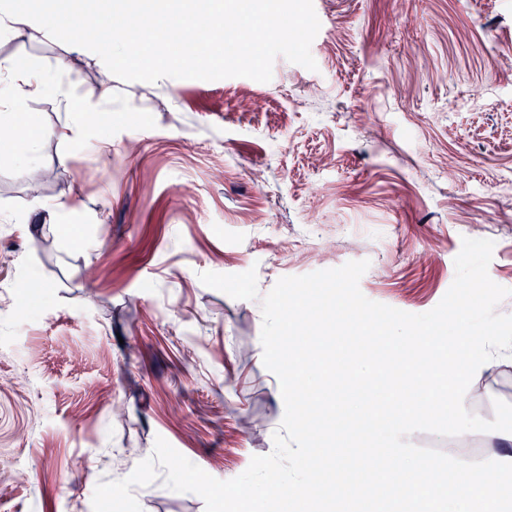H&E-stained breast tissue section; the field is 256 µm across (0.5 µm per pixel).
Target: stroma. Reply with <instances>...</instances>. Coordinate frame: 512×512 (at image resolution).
<instances>
[{"mask_svg":"<svg viewBox=\"0 0 512 512\" xmlns=\"http://www.w3.org/2000/svg\"><path fill=\"white\" fill-rule=\"evenodd\" d=\"M313 4L316 70L280 56L266 83L129 82L51 37L0 39L68 93L20 118L47 131L31 169L57 226L20 222L27 178L0 158V512H92L159 437L222 481L273 451L260 303L200 273L256 269L264 295L366 259L368 299L422 314L468 237L494 241L489 276L512 289V0ZM467 397L493 419L512 364ZM133 494L205 512L160 478Z\"/></svg>","mask_w":512,"mask_h":512,"instance_id":"35a3bbf8","label":"stroma"}]
</instances>
